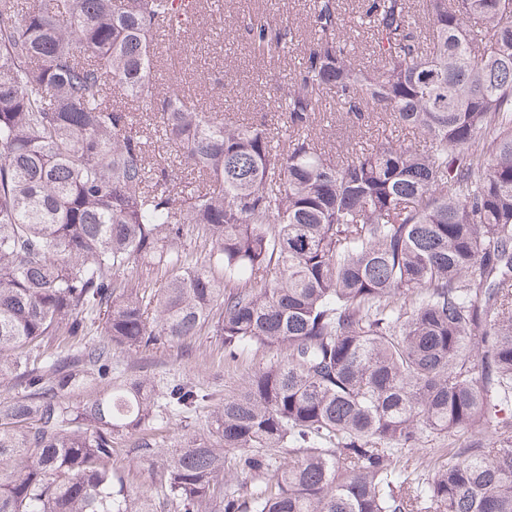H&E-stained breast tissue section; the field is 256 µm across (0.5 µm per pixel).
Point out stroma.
Masks as SVG:
<instances>
[{"mask_svg": "<svg viewBox=\"0 0 512 512\" xmlns=\"http://www.w3.org/2000/svg\"><path fill=\"white\" fill-rule=\"evenodd\" d=\"M310 8L311 0H223L222 5H209L196 18L178 52H170L167 42H159L158 53L165 61L156 74L159 88L167 89L179 78L197 92L206 93L207 104L223 110L226 116L256 123H282V116L270 107L267 81L270 74L288 73L301 57L309 36ZM258 10L293 25L297 41L288 55L273 60L256 57L239 38V17ZM219 84L224 87L223 95H209V88ZM388 129L394 140L404 145H424L418 133L392 128L381 115L364 125L353 122L331 96L326 99L316 133L334 156L342 157L355 144L383 140ZM264 361L260 353L233 362L225 359L220 337L207 331L147 351L119 353L113 358L116 374L146 375L161 386L170 379L184 378L212 393L218 402L223 401L225 392L241 388Z\"/></svg>", "mask_w": 512, "mask_h": 512, "instance_id": "35a3bbf8", "label": "stroma"}]
</instances>
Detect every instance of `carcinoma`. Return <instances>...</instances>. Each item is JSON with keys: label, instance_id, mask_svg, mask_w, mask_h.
<instances>
[{"label": "carcinoma", "instance_id": "cac0c4a2", "mask_svg": "<svg viewBox=\"0 0 512 512\" xmlns=\"http://www.w3.org/2000/svg\"><path fill=\"white\" fill-rule=\"evenodd\" d=\"M201 4L0 0V512H157L127 438L168 512H512V0H364L370 68L312 0L275 134L159 90L157 37ZM328 94L424 148L334 157ZM202 330L270 359L161 456L150 424L212 395L112 357ZM115 464L125 472L127 484L131 490L150 495L152 485L144 471L145 466L140 465L136 460H132L131 456H127L125 452L115 458Z\"/></svg>", "mask_w": 512, "mask_h": 512}]
</instances>
